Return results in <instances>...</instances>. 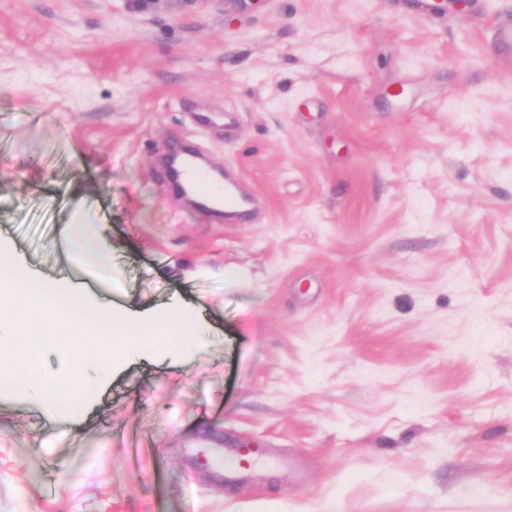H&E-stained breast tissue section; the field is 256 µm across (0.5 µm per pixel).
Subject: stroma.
Segmentation results:
<instances>
[{"label": "stroma", "mask_w": 512, "mask_h": 512, "mask_svg": "<svg viewBox=\"0 0 512 512\" xmlns=\"http://www.w3.org/2000/svg\"><path fill=\"white\" fill-rule=\"evenodd\" d=\"M432 2L0 0V237L202 319L77 423L0 396V512H512V0ZM184 147L252 216L176 192ZM65 247L73 260L81 259L87 251L103 256L106 245L99 236L90 237L81 226L67 224L62 230Z\"/></svg>", "instance_id": "35a3bbf8"}]
</instances>
